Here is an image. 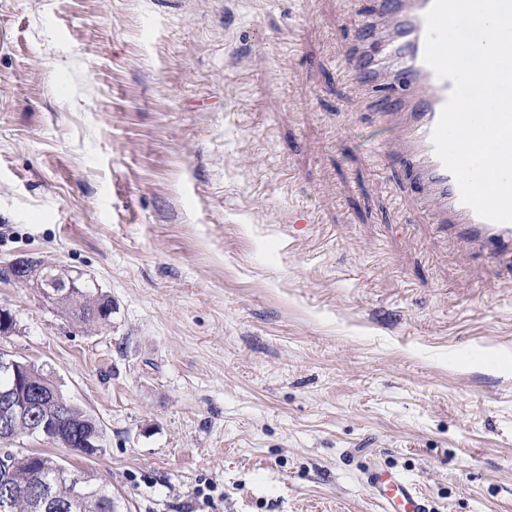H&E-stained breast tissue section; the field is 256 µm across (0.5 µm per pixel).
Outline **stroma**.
Instances as JSON below:
<instances>
[{
  "label": "stroma",
  "instance_id": "1",
  "mask_svg": "<svg viewBox=\"0 0 512 512\" xmlns=\"http://www.w3.org/2000/svg\"><path fill=\"white\" fill-rule=\"evenodd\" d=\"M366 0H0V349L103 429L128 512H512V278L435 234L338 66ZM311 211L317 223H300ZM37 260L31 258V257H18L13 259L12 261L8 262L6 265L1 266V276L2 277H15V272L19 270H27L30 269L32 271L37 270ZM18 276H23L21 272H17ZM0 277V280H3L4 282H13V283H20V284H26L29 285L30 288H35L32 280H27L24 278L21 279H15L11 280L8 278H2ZM44 279L51 282V286L44 283L47 289L57 288L58 294L53 303L63 308L75 321L84 325L105 326L112 321V299L99 291L93 279L83 281V274H73L72 270L61 267H43ZM380 512H430L414 482L400 474L363 472Z\"/></svg>",
  "mask_w": 512,
  "mask_h": 512
}]
</instances>
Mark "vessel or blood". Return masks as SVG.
I'll list each match as a JSON object with an SVG mask.
<instances>
[{
	"instance_id": "vessel-or-blood-1",
	"label": "vessel or blood",
	"mask_w": 512,
	"mask_h": 512,
	"mask_svg": "<svg viewBox=\"0 0 512 512\" xmlns=\"http://www.w3.org/2000/svg\"><path fill=\"white\" fill-rule=\"evenodd\" d=\"M433 0H371L362 36L340 67L346 86L367 109L394 128L396 138L376 144L383 168L397 169L418 186L439 232L466 243L512 274V223H495L463 205L453 175L434 153L432 133L453 87L423 60L425 14ZM380 512H430L416 484L400 474L365 473Z\"/></svg>"
}]
</instances>
